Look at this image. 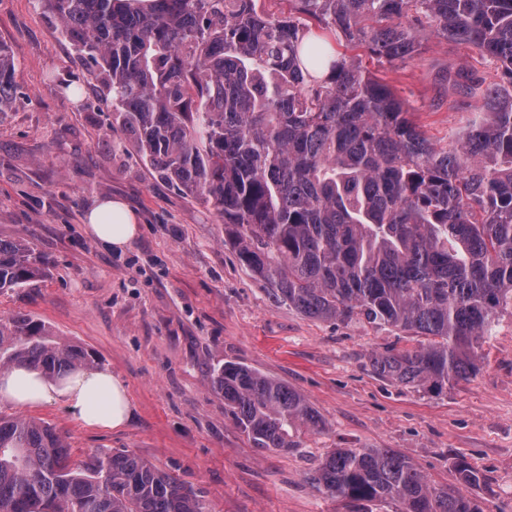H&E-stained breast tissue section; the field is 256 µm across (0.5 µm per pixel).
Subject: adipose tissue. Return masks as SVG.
Here are the masks:
<instances>
[{
    "mask_svg": "<svg viewBox=\"0 0 512 512\" xmlns=\"http://www.w3.org/2000/svg\"><path fill=\"white\" fill-rule=\"evenodd\" d=\"M84 221L95 240L112 250L125 249L138 233L136 213L118 199L100 200L86 212ZM59 397L89 428L118 430L131 417V401L124 384L105 372H76L52 381L18 366L0 377V400L16 407H40Z\"/></svg>",
    "mask_w": 512,
    "mask_h": 512,
    "instance_id": "obj_1",
    "label": "adipose tissue"
}]
</instances>
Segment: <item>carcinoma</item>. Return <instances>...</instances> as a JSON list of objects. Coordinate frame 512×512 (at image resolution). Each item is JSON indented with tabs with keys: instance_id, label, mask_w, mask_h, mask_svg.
<instances>
[{
	"instance_id": "obj_1",
	"label": "carcinoma",
	"mask_w": 512,
	"mask_h": 512,
	"mask_svg": "<svg viewBox=\"0 0 512 512\" xmlns=\"http://www.w3.org/2000/svg\"><path fill=\"white\" fill-rule=\"evenodd\" d=\"M112 96L142 159L212 206L239 262L274 298L316 320L395 327L417 345L370 358L399 384L441 390L477 370L474 344L512 310V0H39ZM501 63L482 121L450 148L424 136L403 100L351 57L329 59L317 29L405 64L421 31ZM15 63L0 42V114ZM23 238L0 239V292L47 276ZM48 379L97 368L28 315L0 318V371ZM212 388L254 447L293 451L322 426L303 395L226 362ZM309 482L347 512H480L482 475L456 465L434 487L389 448H335ZM0 512H206L179 479L127 451L82 459L50 423L0 413Z\"/></svg>"
}]
</instances>
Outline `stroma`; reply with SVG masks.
Segmentation results:
<instances>
[{
  "mask_svg": "<svg viewBox=\"0 0 512 512\" xmlns=\"http://www.w3.org/2000/svg\"><path fill=\"white\" fill-rule=\"evenodd\" d=\"M0 41L16 65V94L0 115V238H25L45 278L0 293V318L29 314L82 345L125 383L123 429L84 428L63 400L29 409L74 455L131 451L191 486L206 512H344L307 473L335 448H390L431 484L456 486L463 461L484 473L481 512H512V315L477 347L478 370L442 393L374 373L371 354L411 346L405 332L315 320L275 301L224 241L210 205L177 190L142 160L59 23L37 0H0ZM360 62L408 105L426 137L453 144L481 113L477 96L442 76L466 70L483 86L501 65L478 49L429 35L400 67ZM120 198L139 217L123 251L102 248L83 218ZM234 361L287 384L319 413L284 453L254 448L210 385Z\"/></svg>",
  "mask_w": 512,
  "mask_h": 512,
  "instance_id": "stroma-1",
  "label": "stroma"
}]
</instances>
